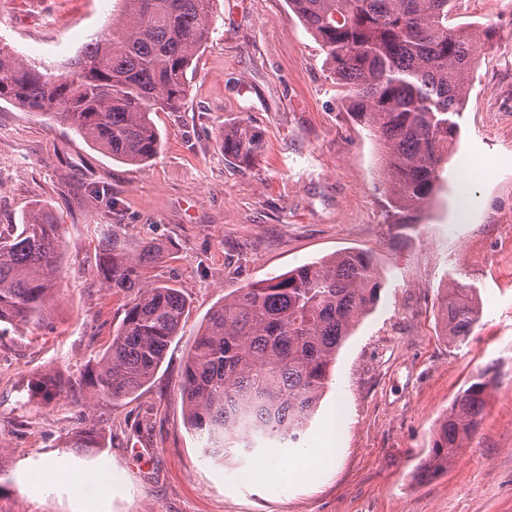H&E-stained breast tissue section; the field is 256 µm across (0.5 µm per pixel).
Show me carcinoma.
Returning a JSON list of instances; mask_svg holds the SVG:
<instances>
[{
    "label": "carcinoma",
    "mask_w": 512,
    "mask_h": 512,
    "mask_svg": "<svg viewBox=\"0 0 512 512\" xmlns=\"http://www.w3.org/2000/svg\"><path fill=\"white\" fill-rule=\"evenodd\" d=\"M110 32L88 42L67 70L27 63L0 42V100L50 116L129 164L160 147L154 112L180 110L188 72L211 28V0H121ZM456 0H287L319 42L347 91L348 111L382 149L396 223L432 201L460 131L480 35L448 26ZM224 157L249 167L264 153L248 119L224 120ZM56 216L44 207L0 230V324L46 317L61 276ZM159 251L114 234L98 241L101 288L127 298L124 318L88 386L119 400L154 375L186 310L179 289L145 277ZM372 256L345 251L252 282L208 315L184 366L181 400L202 453L224 462L298 444L329 380L331 363L356 321L377 304ZM448 341L462 346L482 318L472 285L456 281L441 301ZM492 380L483 374L459 394L433 434L417 477L448 466L479 425Z\"/></svg>",
    "instance_id": "obj_1"
}]
</instances>
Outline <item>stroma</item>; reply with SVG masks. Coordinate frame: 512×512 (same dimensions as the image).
I'll list each match as a JSON object with an SVG mask.
<instances>
[{
    "instance_id": "obj_1",
    "label": "stroma",
    "mask_w": 512,
    "mask_h": 512,
    "mask_svg": "<svg viewBox=\"0 0 512 512\" xmlns=\"http://www.w3.org/2000/svg\"><path fill=\"white\" fill-rule=\"evenodd\" d=\"M119 0H0V41L66 69L107 32ZM212 27L181 111L156 112L157 156L130 165L69 127L0 101V229L34 204L59 222L62 272L45 319L0 324V512H82L43 465L115 474L98 512H512V18L503 0H461L449 25L491 30L470 76L458 140L425 210L393 223L381 150L347 110L320 44L287 0H212ZM250 117L265 151L225 160L217 130ZM115 230L151 243V280L188 313L152 379L115 401L84 383L123 318L95 276ZM348 249L369 251L383 288L336 354L302 442L337 416L332 466L308 478L259 472V458L202 457L181 404L183 367L211 309L249 283ZM472 284L483 315L468 343L442 336L439 303ZM479 372L482 421L448 470L417 477L435 428ZM65 391H57V381ZM93 430L103 445L64 446Z\"/></svg>"
}]
</instances>
